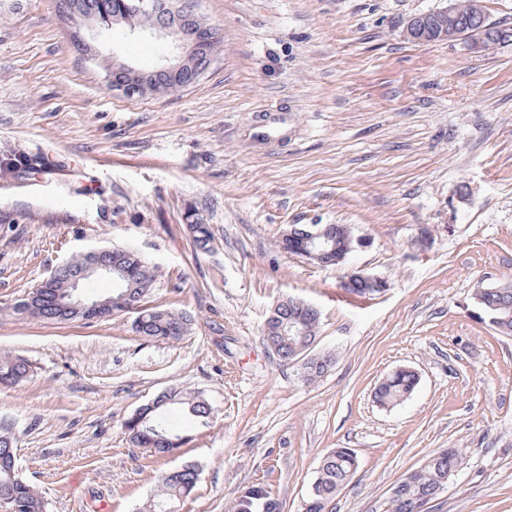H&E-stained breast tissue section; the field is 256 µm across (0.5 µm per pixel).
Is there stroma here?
I'll use <instances>...</instances> for the list:
<instances>
[{
    "mask_svg": "<svg viewBox=\"0 0 512 512\" xmlns=\"http://www.w3.org/2000/svg\"><path fill=\"white\" fill-rule=\"evenodd\" d=\"M449 2L202 0L220 53L139 98L108 74L151 67L156 43L106 30L92 64L57 0L0 10V159L17 164L0 175V358L32 365L0 387V419L46 512H138L187 461L199 480L180 512H225L259 482L301 512L335 448L359 461L336 512H385L445 448L461 459L428 512H512V336L475 304L512 281V41L407 39L411 17ZM292 224H345L360 243L322 267L280 248ZM125 245L156 269L151 303L191 316L182 340L139 336L130 313L12 314L72 254ZM351 270L385 290L348 294ZM286 296L319 310L315 350L335 355L310 385L263 339ZM401 367L417 388L378 406ZM172 387L208 399L209 427L164 457L132 447L124 420Z\"/></svg>",
    "mask_w": 512,
    "mask_h": 512,
    "instance_id": "1",
    "label": "stroma"
}]
</instances>
